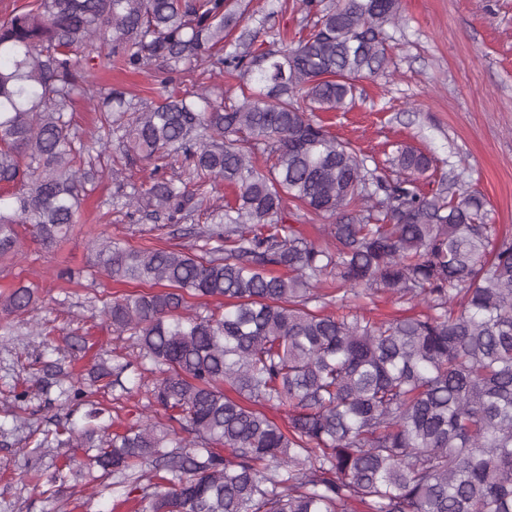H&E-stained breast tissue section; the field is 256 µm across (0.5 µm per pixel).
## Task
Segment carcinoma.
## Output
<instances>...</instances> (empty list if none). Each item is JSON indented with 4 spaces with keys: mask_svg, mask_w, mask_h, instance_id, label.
Instances as JSON below:
<instances>
[{
    "mask_svg": "<svg viewBox=\"0 0 512 512\" xmlns=\"http://www.w3.org/2000/svg\"><path fill=\"white\" fill-rule=\"evenodd\" d=\"M400 4L300 0L306 36L260 42L245 27L229 50L232 0H32L0 19V183L18 186L0 195V253L20 224L50 245L79 222L99 178L80 99L107 113L100 152L115 139L124 166L152 165L129 192L110 173L129 216L205 215L216 242L202 255L96 246L102 275L148 288L103 304L135 358L101 370L98 389L129 395L126 371L156 373L166 422L111 433L93 408L29 453L86 449L84 467L127 483L139 512H512V236L476 190L423 192L428 153L401 145L370 168L312 116L346 111L357 78L383 68ZM203 64L240 95L169 90ZM113 65L165 77L147 104L96 82ZM289 202L334 219L324 243L286 223ZM381 293L423 310L359 313ZM32 302L19 286L5 307Z\"/></svg>",
    "mask_w": 512,
    "mask_h": 512,
    "instance_id": "cac0c4a2",
    "label": "carcinoma"
}]
</instances>
